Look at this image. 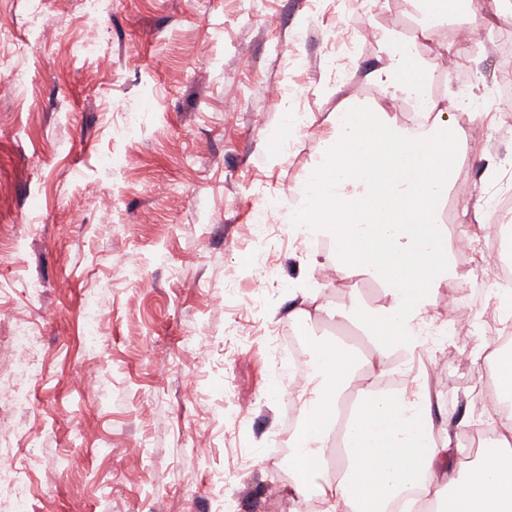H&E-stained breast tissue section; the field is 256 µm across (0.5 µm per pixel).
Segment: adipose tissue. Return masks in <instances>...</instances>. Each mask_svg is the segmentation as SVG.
Instances as JSON below:
<instances>
[{
    "instance_id": "obj_1",
    "label": "adipose tissue",
    "mask_w": 512,
    "mask_h": 512,
    "mask_svg": "<svg viewBox=\"0 0 512 512\" xmlns=\"http://www.w3.org/2000/svg\"><path fill=\"white\" fill-rule=\"evenodd\" d=\"M485 0H447L427 10L421 29L425 54L393 42L367 73L379 94L368 105L347 104L337 112L322 160L312 169L298 201L289 208L293 232L335 242L342 257L325 261L341 276L358 265L376 277L386 300L369 305L351 292L341 317L362 341L353 347L336 336H302L311 352L312 386L288 456L295 499L315 500V512H387L403 490L419 497L400 512H512V409L467 414L436 424L435 402L421 373L407 372L398 390H379L394 355L415 360L427 346L423 327L442 296L458 281L476 282L482 266L460 273L449 241L474 242L475 227H447L442 206L456 178L451 143L464 130L444 119V100L429 88L435 62L448 52L434 34L444 22L483 14ZM411 95L427 118L419 131L392 118L384 100ZM445 168H436L437 158ZM488 429L495 440L480 463L463 472L461 438ZM344 452L335 469L325 454L334 442Z\"/></svg>"
}]
</instances>
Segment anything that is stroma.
Instances as JSON below:
<instances>
[{
    "label": "stroma",
    "mask_w": 512,
    "mask_h": 512,
    "mask_svg": "<svg viewBox=\"0 0 512 512\" xmlns=\"http://www.w3.org/2000/svg\"><path fill=\"white\" fill-rule=\"evenodd\" d=\"M29 8L0 0V416L15 414L13 335L29 321L39 371L20 430H0V466L20 472L33 512H304L285 492L287 458L268 447L284 401L266 333L292 335L295 288L338 307L354 288L384 297L358 269L322 279L288 209L337 110L368 98L385 52L375 31L411 35L404 0H380L376 25L360 28L347 82L329 38L349 0H102L94 15L42 0L36 24ZM92 40L105 53H74ZM504 54L494 41L470 56L469 79L432 93L512 114ZM269 83L287 96H266ZM489 156L463 143L450 205L497 196L481 177ZM490 157L511 174L512 139ZM486 339L442 337L448 368L428 388L449 418L492 383L491 365L459 369L460 344ZM89 372L99 391L79 387ZM100 317V306L97 299L89 297L84 306L85 319V339L88 345L93 346L96 343L97 325Z\"/></svg>",
    "instance_id": "35a3bbf8"
}]
</instances>
